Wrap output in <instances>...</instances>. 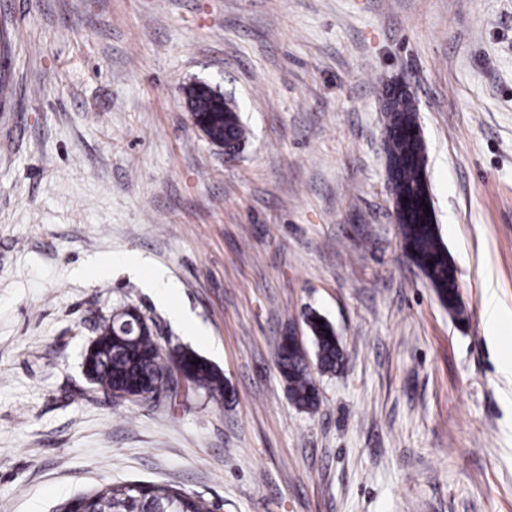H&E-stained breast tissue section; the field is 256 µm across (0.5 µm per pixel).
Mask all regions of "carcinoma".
I'll use <instances>...</instances> for the list:
<instances>
[{"mask_svg": "<svg viewBox=\"0 0 512 512\" xmlns=\"http://www.w3.org/2000/svg\"><path fill=\"white\" fill-rule=\"evenodd\" d=\"M191 107L204 124L211 142L224 144L231 151L244 138L245 127L237 105L216 92L199 95L189 91ZM388 99L387 152L401 163L399 177L390 185L394 197L414 196V214L399 225L401 242L412 247L411 262L423 273L448 313L460 315L458 284L454 264L443 243L425 183L426 147L421 140L405 136L403 130L419 126L417 107L409 94ZM322 315L312 311L305 324L314 340L315 371H310L304 355L281 343L276 348V367L286 384L288 399L302 410L319 404L314 373L333 374L342 366L343 349L334 325L329 320L318 324ZM130 317H109L96 329L92 352L91 383L106 392H134L151 399L158 394L157 383L167 377L170 392L178 395L182 388L201 392L212 401L224 397V373L208 359L186 347L164 349L151 330L138 331L136 323L125 326ZM200 363L193 364V361ZM186 384L181 386L178 377ZM83 512H210L204 499L164 484L115 483L80 497Z\"/></svg>", "mask_w": 512, "mask_h": 512, "instance_id": "1", "label": "carcinoma"}]
</instances>
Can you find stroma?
Listing matches in <instances>:
<instances>
[{"label":"stroma","instance_id":"35a3bbf8","mask_svg":"<svg viewBox=\"0 0 512 512\" xmlns=\"http://www.w3.org/2000/svg\"><path fill=\"white\" fill-rule=\"evenodd\" d=\"M0 82V512L120 482L212 512H512V0H0ZM198 83L238 105L235 154L193 124ZM396 83L460 321L399 244ZM127 307L217 366L223 400L90 384L95 325ZM312 310L345 360L309 412L275 349Z\"/></svg>","mask_w":512,"mask_h":512}]
</instances>
